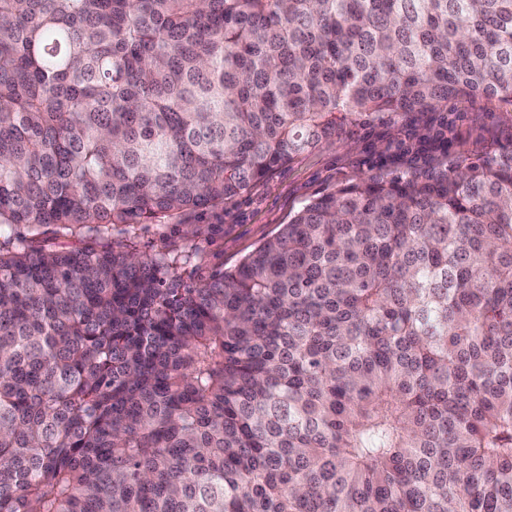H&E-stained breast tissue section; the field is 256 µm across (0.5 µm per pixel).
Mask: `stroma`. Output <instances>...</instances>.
<instances>
[{"instance_id":"1","label":"stroma","mask_w":512,"mask_h":512,"mask_svg":"<svg viewBox=\"0 0 512 512\" xmlns=\"http://www.w3.org/2000/svg\"><path fill=\"white\" fill-rule=\"evenodd\" d=\"M430 125L446 128L452 162L512 145V106L461 97L444 112H400L350 127L340 140L296 156L222 205L133 227L116 224L97 243L112 246L133 236L146 253L165 245L188 254L181 269L186 280L232 268L324 190L370 174L395 176L435 164L436 156L409 150L414 135Z\"/></svg>"}]
</instances>
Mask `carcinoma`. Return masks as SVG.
<instances>
[{
	"label": "carcinoma",
	"mask_w": 512,
	"mask_h": 512,
	"mask_svg": "<svg viewBox=\"0 0 512 512\" xmlns=\"http://www.w3.org/2000/svg\"><path fill=\"white\" fill-rule=\"evenodd\" d=\"M512 104V0H0V512H512V147L230 270L112 224L397 112Z\"/></svg>",
	"instance_id": "cac0c4a2"
}]
</instances>
